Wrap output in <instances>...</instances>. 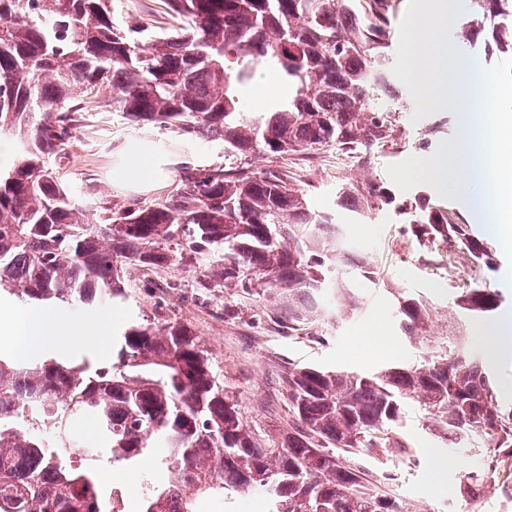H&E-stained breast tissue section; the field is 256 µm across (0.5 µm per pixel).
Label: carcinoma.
<instances>
[{
	"mask_svg": "<svg viewBox=\"0 0 512 512\" xmlns=\"http://www.w3.org/2000/svg\"><path fill=\"white\" fill-rule=\"evenodd\" d=\"M167 19L112 21V0H0V304L85 313L130 302L132 273L192 269L196 286L273 300L267 320L290 336L357 308L356 285L377 267L353 250L335 211L313 206L286 169L254 172L253 154L333 146L365 154L393 132L387 53L393 0H156ZM458 35L483 61L512 54V0H475ZM265 73L288 96L249 111ZM102 99L137 125L218 148L176 164V186L154 203L107 206L64 175L79 113ZM393 198L377 182L345 188L358 216ZM418 239L454 255L484 243L421 194L402 210ZM500 297L463 288L465 317L490 318ZM404 336L430 341L431 308L399 303ZM288 427L263 436L180 322L128 318L112 332V363L40 349L0 352V512H111L98 472L51 452L82 444L97 425V457L155 471L126 512H228L258 496L266 512H406L339 454L404 452L401 409L413 402L447 439L476 438L512 458V411L455 336L420 366L372 375L281 366Z\"/></svg>",
	"mask_w": 512,
	"mask_h": 512,
	"instance_id": "1",
	"label": "carcinoma"
}]
</instances>
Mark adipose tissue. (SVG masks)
Listing matches in <instances>:
<instances>
[{
  "label": "adipose tissue",
  "instance_id": "obj_1",
  "mask_svg": "<svg viewBox=\"0 0 512 512\" xmlns=\"http://www.w3.org/2000/svg\"><path fill=\"white\" fill-rule=\"evenodd\" d=\"M168 176L163 163L154 158L149 144L145 142L127 145L122 151L120 164L112 169L113 184L132 183L145 190L156 187ZM476 335L490 362H499L512 354V312H503L480 325ZM103 342V334L66 325L47 312L34 313L20 321L9 315L0 319V345L19 354L48 343L87 346Z\"/></svg>",
  "mask_w": 512,
  "mask_h": 512
}]
</instances>
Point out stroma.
Here are the masks:
<instances>
[{
  "label": "stroma",
  "mask_w": 512,
  "mask_h": 512,
  "mask_svg": "<svg viewBox=\"0 0 512 512\" xmlns=\"http://www.w3.org/2000/svg\"><path fill=\"white\" fill-rule=\"evenodd\" d=\"M394 124L392 136L374 147L368 164L344 157L332 148L284 157L259 154L252 159L257 171L285 168L297 173L300 187L312 204L321 209L335 208L337 221L378 266L377 279L361 287L360 303L352 316L319 325V341L271 331L263 304L244 293L229 295L216 288L198 294L195 274L181 271L168 273L167 288L135 289L128 310L67 315L64 323L93 331L101 321L114 324L131 311L186 324L201 337L216 376L236 395L244 420L263 434L288 422V403L278 378L282 361L371 373L391 363H416L430 356L432 344L414 346L400 333L394 319L398 299L422 296L435 313L431 326L435 340L455 332L470 353L483 358L475 337L477 323L460 316L455 300L460 288L468 284L499 292L502 308L512 311V261L498 238L487 233L483 225L472 224L475 234L490 248L489 260L438 266L434 260L439 243L417 241L411 225L394 206L364 218L335 206L341 189L372 180L395 194L398 202L413 203L418 194L424 193L432 202H444L461 222L472 223L464 198L444 201L435 190L421 185L401 192L386 173L387 165L411 155H431L440 141L459 137L457 113L439 112L416 122L411 112L403 111L395 113ZM158 138L156 129L133 126L116 114L89 105L87 119L72 142L66 176L77 186L92 183L94 198L100 202L161 199L170 191V184L145 192L112 182V169L119 163L126 142H153ZM375 321L382 322L387 337L386 344L378 347L360 340L365 327ZM400 431L410 444L407 453L391 457L363 448L346 456V463L365 470L374 484L387 490L409 512H512L511 460L499 457L485 445L450 447L433 434L430 420L414 404L405 406ZM435 451L461 462L460 468L448 473L443 485L429 478L431 454ZM471 472L481 474L486 486L469 496L461 493L459 485Z\"/></svg>",
  "instance_id": "obj_1"
}]
</instances>
